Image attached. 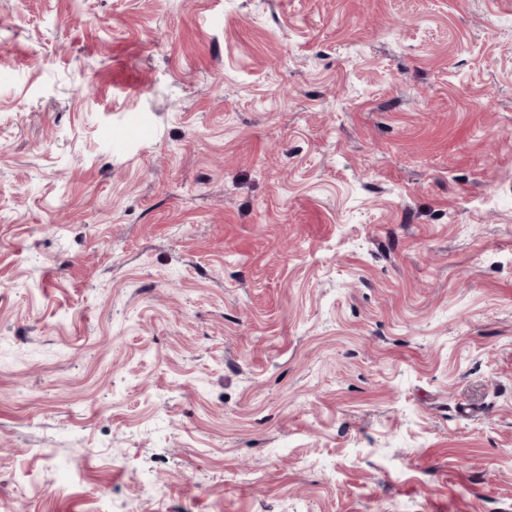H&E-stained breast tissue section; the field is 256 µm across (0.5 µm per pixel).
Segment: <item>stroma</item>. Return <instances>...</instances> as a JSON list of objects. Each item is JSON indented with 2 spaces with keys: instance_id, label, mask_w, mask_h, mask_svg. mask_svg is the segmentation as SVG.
<instances>
[{
  "instance_id": "35a3bbf8",
  "label": "stroma",
  "mask_w": 512,
  "mask_h": 512,
  "mask_svg": "<svg viewBox=\"0 0 512 512\" xmlns=\"http://www.w3.org/2000/svg\"><path fill=\"white\" fill-rule=\"evenodd\" d=\"M127 501L512 512V0H0V512Z\"/></svg>"
}]
</instances>
